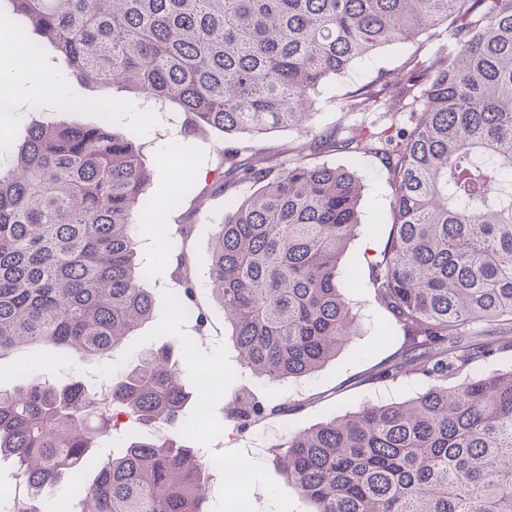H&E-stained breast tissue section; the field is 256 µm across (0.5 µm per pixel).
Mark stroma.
Segmentation results:
<instances>
[{"label":"stroma","instance_id":"35a3bbf8","mask_svg":"<svg viewBox=\"0 0 512 512\" xmlns=\"http://www.w3.org/2000/svg\"><path fill=\"white\" fill-rule=\"evenodd\" d=\"M448 44V32L439 25L412 41L382 47L320 88L305 127L250 136L246 143L267 165L277 166L295 150L313 144L323 132L341 128L379 132L388 126V116L375 110L343 111L347 94L381 73L386 74L388 81L398 82L401 66L409 57L424 60ZM39 46L43 72L55 79L66 97L79 102L80 108L65 112L60 110L57 101L34 98L29 91H17V99L23 102L22 119L0 125V143L9 149L17 148L24 139L27 125L33 123L95 124L99 120L95 103L109 99L119 101L121 108L113 115L114 124L133 139L153 176L154 202L137 213L133 232L139 258L152 270L148 286L156 313L128 338L126 351L110 360H90L74 351L50 346H33L2 356L0 386L10 388L44 376L59 380L71 377L94 389L119 378L142 351L163 344L173 345L185 355L186 382L195 393L178 430L182 442L204 449L209 458L248 464L251 479L244 493L247 512H311V503L288 484L284 474L273 464L270 448L288 434L369 403L408 400L422 388L421 381L415 378L391 383L374 377L379 365L393 358L398 348L397 341L384 336L391 319L374 299L369 270L371 255L384 248L391 229L394 189L383 160L375 154L345 151L317 153L311 157L316 164L355 170L365 184L361 222L340 261L342 274L356 280L355 287L344 289L343 295L356 316L357 336L313 377L273 384L244 377L240 374L232 328L214 305L208 289L197 290V302L210 316L206 335H198L192 324L171 309L172 282L165 248L167 237L174 233L177 225H194L195 232L188 247L194 254L198 278H206L210 241L224 217L228 200H240L250 194L249 185L223 189L215 179L224 133L210 129L200 136L185 138L176 107L105 85L86 83L71 73L52 43L43 40ZM184 182L191 183L192 193L178 205H170L169 194ZM213 373L223 375L221 389L200 394V376ZM243 387L286 404V411L248 430H238L223 408Z\"/></svg>","mask_w":512,"mask_h":512}]
</instances>
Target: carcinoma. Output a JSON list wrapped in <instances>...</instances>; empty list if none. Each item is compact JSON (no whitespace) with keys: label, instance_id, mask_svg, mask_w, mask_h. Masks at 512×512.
<instances>
[{"label":"carcinoma","instance_id":"carcinoma-1","mask_svg":"<svg viewBox=\"0 0 512 512\" xmlns=\"http://www.w3.org/2000/svg\"><path fill=\"white\" fill-rule=\"evenodd\" d=\"M54 43L90 84L135 91L226 135L295 128L312 95L374 50L448 23V51L407 59L396 84L368 83L348 110L413 121L373 135L327 131L314 150L382 155L394 188L384 249L370 263L376 299L403 333L400 361L378 378L414 376L415 397L366 404L270 449L312 512H512V368L485 378L472 364L512 350L464 332L512 322V0H3ZM106 118L92 126L32 124L0 151V357L20 345L110 359L150 319L152 272L136 263L134 214L151 173ZM224 178L249 184L227 203L211 242L206 288L233 329L239 362L269 383L311 376L355 335L339 263L360 224L364 185L351 169L298 154L276 170L232 140ZM181 224L168 252L174 311L198 329L192 254ZM164 348L141 354L102 403L79 381L0 389V458L16 460L26 507L45 512L61 482L70 512H207L205 462L174 435L191 400ZM286 405L234 397L237 427ZM119 417L153 429L93 448Z\"/></svg>","mask_w":512,"mask_h":512}]
</instances>
